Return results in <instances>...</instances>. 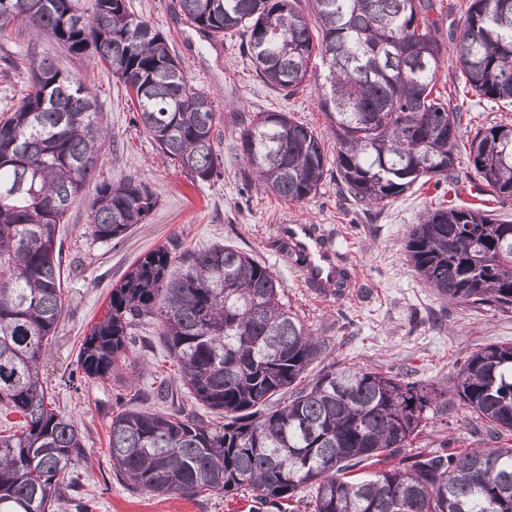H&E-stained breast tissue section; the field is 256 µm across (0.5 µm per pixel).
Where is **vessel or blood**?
Segmentation results:
<instances>
[{
	"label": "vessel or blood",
	"mask_w": 512,
	"mask_h": 512,
	"mask_svg": "<svg viewBox=\"0 0 512 512\" xmlns=\"http://www.w3.org/2000/svg\"><path fill=\"white\" fill-rule=\"evenodd\" d=\"M276 237L284 245L304 250L308 255V264L300 269V281L318 296L332 295L336 259L314 227L309 224H280L276 227Z\"/></svg>",
	"instance_id": "b4317fda"
}]
</instances>
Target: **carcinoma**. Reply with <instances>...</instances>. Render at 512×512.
Masks as SVG:
<instances>
[{
	"label": "carcinoma",
	"instance_id": "obj_1",
	"mask_svg": "<svg viewBox=\"0 0 512 512\" xmlns=\"http://www.w3.org/2000/svg\"><path fill=\"white\" fill-rule=\"evenodd\" d=\"M297 2L180 8L212 40L244 31L257 75L288 96L321 58L348 200L377 207L416 184H454L462 112L437 74L451 54L465 93L511 106L512 0H470L447 44L436 0H310L316 33ZM14 23L105 64L133 94L136 125L192 180L220 174L210 93L126 0H95L89 18L80 0H0V30ZM27 72L18 105L0 120V512H61L85 436L45 381L63 306L59 225L91 180L88 232L102 244L125 238L158 196L139 177L101 175L103 121L89 87L46 58L31 57ZM237 149L254 185L290 202L316 194L326 172L318 137L287 112L256 113ZM469 159L488 195L512 196V126L477 130ZM406 252L439 297L512 312V221L440 204L412 225ZM282 292L272 270L230 245L180 256L158 246L132 264L81 343L77 376L112 380L129 361L130 329L153 321L182 388L224 424L181 407L119 412L107 436L120 477L156 496L243 488L274 509L308 488L312 512H512V445L503 444L512 436V343L475 351L454 386L471 422L502 444L460 451L444 440L363 478L355 470L411 447L448 400L432 384L334 362L298 387L326 348ZM279 394L286 402L271 405Z\"/></svg>",
	"mask_w": 512,
	"mask_h": 512
}]
</instances>
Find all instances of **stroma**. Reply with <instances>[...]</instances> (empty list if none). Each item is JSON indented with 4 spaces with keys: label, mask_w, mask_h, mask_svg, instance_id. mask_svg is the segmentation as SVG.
Returning a JSON list of instances; mask_svg holds the SVG:
<instances>
[{
    "label": "stroma",
    "mask_w": 512,
    "mask_h": 512,
    "mask_svg": "<svg viewBox=\"0 0 512 512\" xmlns=\"http://www.w3.org/2000/svg\"><path fill=\"white\" fill-rule=\"evenodd\" d=\"M128 3L135 17L163 33L187 75L214 98L221 117L215 146L224 161L218 177L192 181L164 157L150 136L135 126L124 85L106 68L69 53L52 37H34L24 26L0 31V111L17 104L28 58L53 59L98 98L107 126L104 177H141L159 197L154 211L117 244H100L88 236V200L93 194L89 188L60 226L64 310L46 378L61 409L74 416L85 436L88 455L69 472L78 482L74 497L84 498L89 512H271L244 490L193 499L155 497L114 476L107 448L112 416L128 407L133 394L144 391L153 375L176 374L155 325L134 329L130 364L112 381L68 379L80 344L103 315L113 286L136 258L160 245L180 253L230 244L266 264L282 283L285 303L324 339L338 365L375 369L448 391L446 422L428 424L417 447L433 449L445 439L459 449L478 447L470 415L452 393L456 371L483 346L512 342V313L443 300L415 274L405 239L420 214L438 204L433 184L413 188L383 207L351 204L340 191L336 141L321 106L325 65H314L302 89L288 97L257 77L243 33L209 40L180 15L177 0ZM468 103L458 133L462 145L478 129L512 126V106L500 109L473 97ZM270 111L290 113L312 127L324 145L325 178L316 195L305 201L289 202L256 190L236 149L245 118ZM279 224H313L333 241L351 274L343 294L320 299L304 288L278 248Z\"/></svg>",
    "instance_id": "1"
}]
</instances>
